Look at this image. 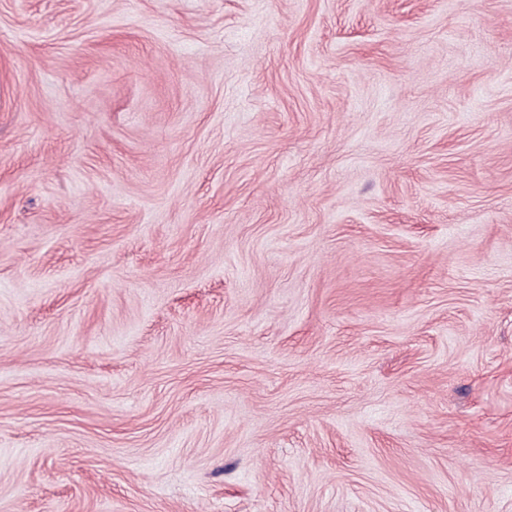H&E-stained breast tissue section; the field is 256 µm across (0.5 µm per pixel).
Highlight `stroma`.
<instances>
[{
  "mask_svg": "<svg viewBox=\"0 0 512 512\" xmlns=\"http://www.w3.org/2000/svg\"><path fill=\"white\" fill-rule=\"evenodd\" d=\"M0 512H512V0H0Z\"/></svg>",
  "mask_w": 512,
  "mask_h": 512,
  "instance_id": "stroma-1",
  "label": "stroma"
}]
</instances>
